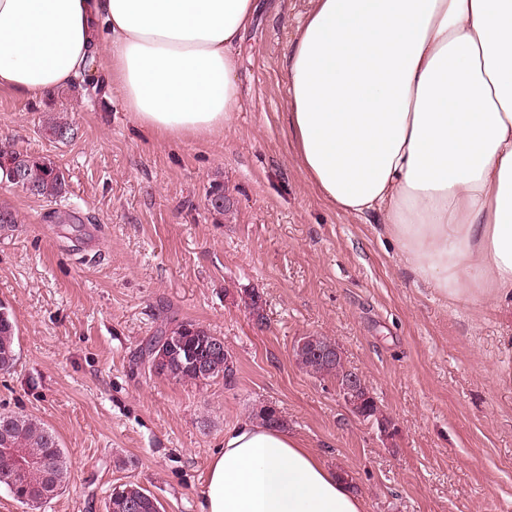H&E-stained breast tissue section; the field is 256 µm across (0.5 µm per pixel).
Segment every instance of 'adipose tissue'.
<instances>
[{"instance_id": "obj_1", "label": "adipose tissue", "mask_w": 512, "mask_h": 512, "mask_svg": "<svg viewBox=\"0 0 512 512\" xmlns=\"http://www.w3.org/2000/svg\"><path fill=\"white\" fill-rule=\"evenodd\" d=\"M257 0H0V89L48 97L101 61L141 128L223 129ZM296 158L339 211L384 214L430 287L512 308V0H312L283 58ZM288 429L245 418L200 512H364Z\"/></svg>"}]
</instances>
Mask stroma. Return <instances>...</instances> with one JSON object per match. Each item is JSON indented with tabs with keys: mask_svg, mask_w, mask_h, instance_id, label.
<instances>
[{
	"mask_svg": "<svg viewBox=\"0 0 512 512\" xmlns=\"http://www.w3.org/2000/svg\"><path fill=\"white\" fill-rule=\"evenodd\" d=\"M309 8L260 0L237 52L241 108L211 136L142 130L100 69L42 102L0 90V145L49 158L68 183L51 200L0 182L17 219L0 235V302L20 344L0 372V413L47 424L70 463L42 512H105L130 482L164 512H199L225 431L262 404L347 475L366 512H512V385L500 381L512 374V317L430 288L382 214L337 211L299 167L282 60ZM59 116L71 140L46 133ZM214 183L221 216L207 207ZM56 211L80 228L52 223ZM185 321L223 337L232 382L136 367L157 329ZM304 336L336 342L390 433L300 367Z\"/></svg>",
	"mask_w": 512,
	"mask_h": 512,
	"instance_id": "obj_1",
	"label": "stroma"
}]
</instances>
